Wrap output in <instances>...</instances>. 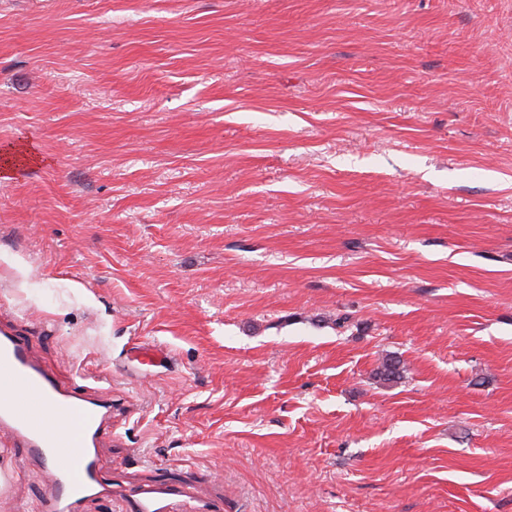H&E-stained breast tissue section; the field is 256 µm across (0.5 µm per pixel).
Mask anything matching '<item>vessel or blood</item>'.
<instances>
[{
    "label": "vessel or blood",
    "instance_id": "b4317fda",
    "mask_svg": "<svg viewBox=\"0 0 512 512\" xmlns=\"http://www.w3.org/2000/svg\"><path fill=\"white\" fill-rule=\"evenodd\" d=\"M111 415L110 390L93 397L60 386L26 342L0 333V436L43 463L44 512H76L84 499L111 494L97 456Z\"/></svg>",
    "mask_w": 512,
    "mask_h": 512
}]
</instances>
